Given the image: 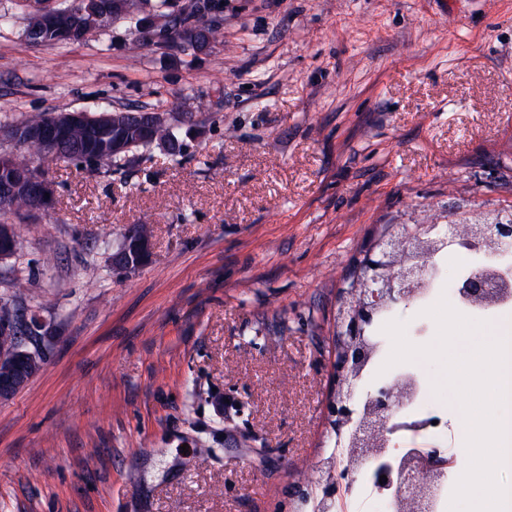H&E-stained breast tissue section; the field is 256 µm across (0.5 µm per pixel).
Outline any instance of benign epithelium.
<instances>
[{
  "label": "benign epithelium",
  "instance_id": "7a95c632",
  "mask_svg": "<svg viewBox=\"0 0 512 512\" xmlns=\"http://www.w3.org/2000/svg\"><path fill=\"white\" fill-rule=\"evenodd\" d=\"M31 14H36L51 23L55 0H23ZM109 125L117 129L109 147L112 153H123L128 144L119 129L123 127L121 116L107 114ZM85 124L82 111H65L53 114L46 125L13 126L0 129L19 144L40 143L49 156L61 155L68 134ZM52 189L43 172L36 168L21 177L0 181V201L7 203L23 197L34 212L48 209ZM437 229L442 238L459 236L454 224H401L392 225L368 248L354 276H346L337 300L334 334L338 343L334 345L331 361V389L326 404L329 428L341 435L348 430L349 438L344 447L345 466L353 471L362 470L368 463L387 451V445L397 432L393 422L394 410L402 406L413 394L414 385L407 382L387 384L370 396V411L363 417L357 414V370L369 356L368 347L355 345L353 340L365 336L372 323L385 311L411 304L424 296L434 273L426 255L415 247ZM475 239L504 248L512 244V220L497 218L493 221L473 223ZM16 234L11 224L0 222V259L14 254ZM127 247L112 255V264L122 270L142 266L150 256L151 240L139 227H131L126 234ZM460 293L468 300L480 304H493L499 298L497 289L490 287L485 277H471L459 284ZM45 325L36 317L30 319L16 315L0 321V330L10 332L25 342L38 335ZM42 359L35 353L14 345L0 350V403L13 398L24 389L40 370ZM452 464L431 449L402 455L397 465L380 469L377 475L386 476L383 483L400 488L397 512H429L431 501L440 484L443 473ZM340 482L329 476L326 484L306 479L294 490L292 500L303 505L321 508L334 499Z\"/></svg>",
  "mask_w": 512,
  "mask_h": 512
}]
</instances>
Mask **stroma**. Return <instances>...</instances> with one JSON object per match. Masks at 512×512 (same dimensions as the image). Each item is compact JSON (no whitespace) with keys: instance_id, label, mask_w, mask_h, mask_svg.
I'll return each instance as SVG.
<instances>
[{"instance_id":"obj_1","label":"stroma","mask_w":512,"mask_h":512,"mask_svg":"<svg viewBox=\"0 0 512 512\" xmlns=\"http://www.w3.org/2000/svg\"><path fill=\"white\" fill-rule=\"evenodd\" d=\"M0 127L43 112L193 115L97 171L33 158L47 211L15 219L0 295L48 332L0 403V512H280L329 456L336 300L387 224L512 210V0H223L201 55L113 20L30 44L0 0ZM147 263L112 265L127 230ZM404 446L467 458L459 408Z\"/></svg>"}]
</instances>
